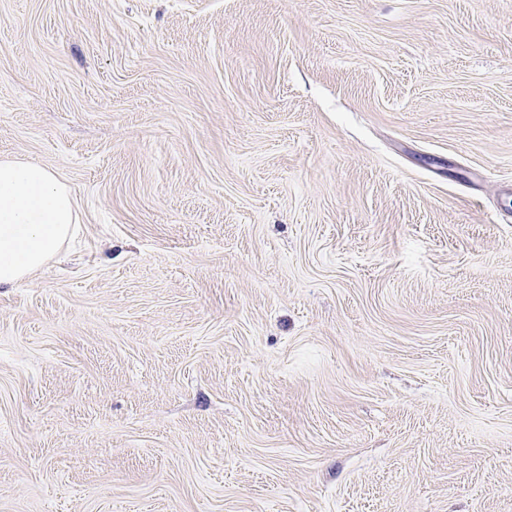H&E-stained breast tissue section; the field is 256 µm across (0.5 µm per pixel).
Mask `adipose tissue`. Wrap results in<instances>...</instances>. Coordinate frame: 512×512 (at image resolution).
I'll use <instances>...</instances> for the list:
<instances>
[{
	"label": "adipose tissue",
	"mask_w": 512,
	"mask_h": 512,
	"mask_svg": "<svg viewBox=\"0 0 512 512\" xmlns=\"http://www.w3.org/2000/svg\"><path fill=\"white\" fill-rule=\"evenodd\" d=\"M77 204L46 167L0 160V287L27 280L74 233Z\"/></svg>",
	"instance_id": "1"
}]
</instances>
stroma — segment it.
Listing matches in <instances>:
<instances>
[{
  "mask_svg": "<svg viewBox=\"0 0 512 512\" xmlns=\"http://www.w3.org/2000/svg\"><path fill=\"white\" fill-rule=\"evenodd\" d=\"M0 512H512V0H0ZM77 204L46 167L0 160V287L27 280L74 233Z\"/></svg>",
  "mask_w": 512,
  "mask_h": 512,
  "instance_id": "stroma-1",
  "label": "stroma"
}]
</instances>
